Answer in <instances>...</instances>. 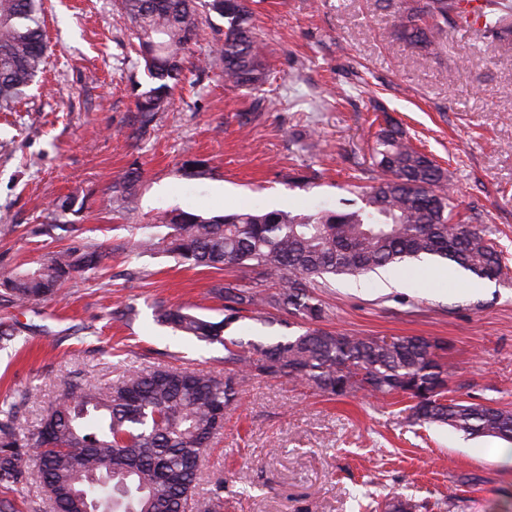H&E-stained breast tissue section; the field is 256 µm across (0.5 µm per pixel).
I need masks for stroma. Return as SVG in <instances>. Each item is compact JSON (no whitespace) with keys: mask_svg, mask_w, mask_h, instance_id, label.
<instances>
[{"mask_svg":"<svg viewBox=\"0 0 512 512\" xmlns=\"http://www.w3.org/2000/svg\"><path fill=\"white\" fill-rule=\"evenodd\" d=\"M257 13L269 66L262 90L228 86L223 66L209 63L224 24L212 17L172 106L136 139L133 88L147 78L116 0H45L46 70L27 99L0 111V268L31 267L61 248L31 230L52 223L50 202L71 192L87 207L68 237L106 244L112 259L98 278L68 284L65 299L0 306L20 328L0 351V409L16 405L20 431L76 375L103 388L126 368L226 370L223 346L155 320L160 306L221 320L209 290L225 273L131 253L111 183L134 163L142 224L174 208L351 210L373 175L375 121L388 118L448 168L462 215L490 229L512 269V48L463 25L438 54L422 55L388 38L377 0H260ZM191 156L206 161V177L181 175ZM395 276L389 288L339 277L316 289L324 328L439 338L452 396L512 409V278L435 277L418 263ZM125 306L135 319L112 321ZM267 317L228 333L247 341L299 330L292 315ZM500 445L410 426L403 404L388 398L327 397L285 377H251L201 459L198 490L223 481L224 512H380L395 496L424 503V512H512V467L497 460Z\"/></svg>","mask_w":512,"mask_h":512,"instance_id":"obj_1","label":"stroma"}]
</instances>
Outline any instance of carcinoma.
Wrapping results in <instances>:
<instances>
[{
	"label": "carcinoma",
	"instance_id": "cac0c4a2",
	"mask_svg": "<svg viewBox=\"0 0 512 512\" xmlns=\"http://www.w3.org/2000/svg\"><path fill=\"white\" fill-rule=\"evenodd\" d=\"M391 17L390 35L431 54L437 37L458 25L460 0H379ZM151 86L134 102L135 131L144 133L168 110L184 78V60L203 17L224 19L214 48L224 79L256 91L267 80L263 42L251 0H121ZM487 29L512 43V8L488 12ZM48 42L42 0H0V110L27 95L44 69ZM374 183L364 205L349 211L308 213L250 208L209 218L161 210L152 224H136L135 248L171 254L191 268H236L243 276L211 286L224 302L213 321L181 308L159 307L157 321L207 345L224 347L228 374L217 377L176 367L127 369L96 388L64 383L39 425L21 433L16 408L0 414V512H15L11 496L37 467L55 512H223L217 491L197 493L200 458L223 427L224 409L240 394L243 378L288 376L336 397L359 392L410 399L409 419L421 427L446 426L467 437L512 443V410L448 396L446 343L424 336H377L328 331L318 280L360 278L410 262L439 260L479 279L497 280L507 265L491 231L455 221L448 169L415 147L395 125L379 130L372 147ZM137 164L112 180V197L128 217L137 210ZM75 195L51 202L56 218L77 215ZM164 227L165 233L153 231ZM112 249L74 240L29 268L0 271V304L23 307L57 297L76 278L107 267ZM281 278L271 292L266 281ZM274 309L297 316L301 333L269 343L224 335L252 314Z\"/></svg>",
	"mask_w": 512,
	"mask_h": 512
}]
</instances>
